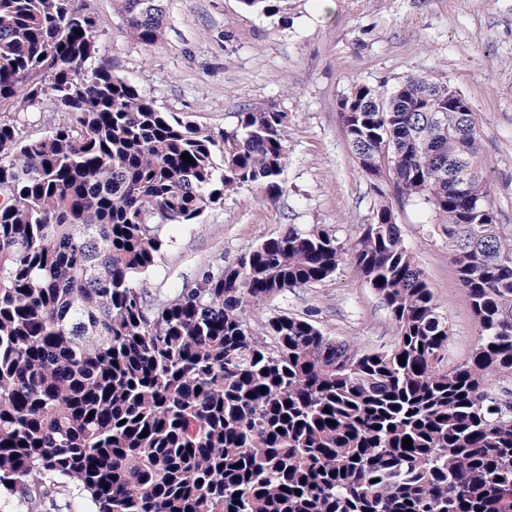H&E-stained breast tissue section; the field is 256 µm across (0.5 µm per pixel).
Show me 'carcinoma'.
Instances as JSON below:
<instances>
[{"label": "carcinoma", "instance_id": "obj_1", "mask_svg": "<svg viewBox=\"0 0 512 512\" xmlns=\"http://www.w3.org/2000/svg\"><path fill=\"white\" fill-rule=\"evenodd\" d=\"M73 2L0 0V486L73 485L90 512H512V399L492 388L512 384V239L469 100L438 73L352 83L339 115L381 202L350 248L290 225L156 299L140 279L170 225L244 186L281 194L288 114L215 134L158 110L96 63ZM115 2L139 42L160 39L162 0ZM241 2L274 17L283 0ZM45 102L68 119L23 136ZM389 193L448 240L478 323L458 365ZM346 262L387 308L390 348L290 315L254 333L267 299Z\"/></svg>", "mask_w": 512, "mask_h": 512}]
</instances>
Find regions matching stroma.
Masks as SVG:
<instances>
[{"instance_id": "1", "label": "stroma", "mask_w": 512, "mask_h": 512, "mask_svg": "<svg viewBox=\"0 0 512 512\" xmlns=\"http://www.w3.org/2000/svg\"><path fill=\"white\" fill-rule=\"evenodd\" d=\"M98 31V56L163 112L219 132L245 108L288 115V164L273 201L241 188L196 224L171 226L162 260L142 277L165 296L183 278L227 266L288 225L324 229L350 245L370 223L377 197L346 142L338 102L352 82L386 92L406 78L447 76L469 98L487 162L491 197L512 238V0H288L279 21L243 9L240 0H162V36L136 40L114 0H77ZM425 204L395 205L402 239L447 319L444 363L468 358L478 339L470 302L458 284L448 242L426 222ZM288 314L360 350L389 348L395 326L380 297L342 264L326 280L270 298L250 315L255 332ZM73 487L29 502L0 492V512H87Z\"/></svg>"}]
</instances>
